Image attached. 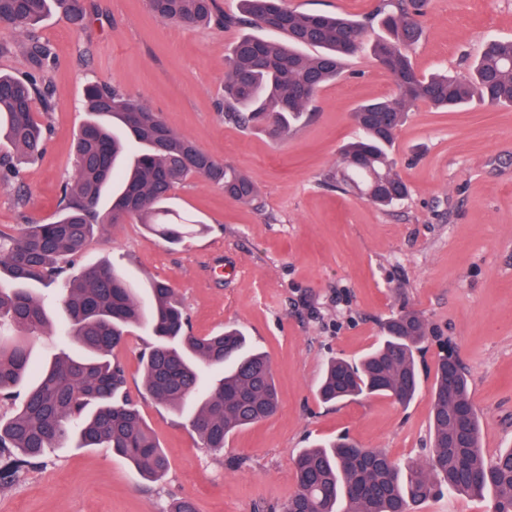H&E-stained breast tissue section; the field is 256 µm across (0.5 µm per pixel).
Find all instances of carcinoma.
<instances>
[{
	"instance_id": "1",
	"label": "carcinoma",
	"mask_w": 512,
	"mask_h": 512,
	"mask_svg": "<svg viewBox=\"0 0 512 512\" xmlns=\"http://www.w3.org/2000/svg\"><path fill=\"white\" fill-rule=\"evenodd\" d=\"M240 13L224 14V26L256 27L284 34L267 40L244 33L228 55L224 122L273 139L288 136L310 117L316 92L344 72L363 24L325 13L287 8L284 0H239ZM375 16L385 36L373 54L388 69L397 93L356 108L360 135L346 145L329 181L355 191L375 206L405 198L407 185L391 160L395 134L419 101L453 110L479 102L512 105V40L491 37L468 76H418L408 48L422 31L427 0H389ZM164 22L198 26L211 22L215 0H148ZM61 12L80 25L85 0H0V24L27 31L44 16ZM303 47L319 49L315 55ZM29 54L42 66L44 44L31 40ZM50 108V93L33 73H0V136L17 159L44 148V125L32 112L34 98ZM87 119L75 137L74 177L62 186L60 208L48 223L0 231V401L13 406L0 416V488L43 463L48 448H110L151 477L168 461L137 405L126 395L127 374L116 355L133 327L154 337L141 356L144 394L180 411L192 403L188 423L204 447L224 449L235 430L271 416L279 398L267 355L247 349L238 329L195 336L188 317L165 281H153L148 299L141 289L104 262L79 270L60 263L83 251L106 227L132 218L172 245L186 225L149 218L163 214L175 186L190 175L221 186L231 199L259 204L252 177L227 166L174 132L141 100L105 83L85 89ZM64 280L67 320L64 341L32 377V344L49 326L45 299L35 283ZM385 336L359 361H328L317 386L325 403L359 396H388L407 404L419 392L416 354L428 330L416 312L403 310L384 325ZM453 382H448V376ZM432 453L407 472L378 448L345 438L301 449L293 460L295 490L282 512H411V505L440 488L490 497L493 512H512V448L488 460L481 449L478 412L460 365L438 363L432 386Z\"/></svg>"
}]
</instances>
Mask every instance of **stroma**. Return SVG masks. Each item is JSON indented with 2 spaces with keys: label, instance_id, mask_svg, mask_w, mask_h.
<instances>
[{
  "label": "stroma",
  "instance_id": "1",
  "mask_svg": "<svg viewBox=\"0 0 512 512\" xmlns=\"http://www.w3.org/2000/svg\"><path fill=\"white\" fill-rule=\"evenodd\" d=\"M286 4L366 28L344 74L313 99L311 120L277 140L225 123L220 109L226 54L240 28L165 23L147 0H87L79 27L55 12L30 33L0 25V72H33L28 46L38 40L51 50L41 80L52 94L51 111L38 99L32 106L46 128L41 156L0 182V230L56 216L89 83L138 97L172 130L250 174L263 206L191 176L167 203L192 225L180 244L133 220L93 238L73 266L109 262L144 288L168 281L194 335L240 326L268 355L280 396L275 414L237 430L223 452L204 448L184 416L143 398L139 356L153 338L134 329L120 350L127 393L163 448L167 472L148 479L108 448H54L0 490V512H167L182 498L197 512H258L287 501L300 449L337 436L383 449L402 468L426 461L430 386L446 353L467 373L486 458L512 448V107L443 112L416 103L391 151L409 194L376 208L325 177L358 134L356 107L397 91L371 51L384 34L375 20L382 0ZM422 27L411 51L416 73H464L488 37L512 39V0H428ZM402 310L429 329L417 357L420 393L406 405L388 397L322 403L315 389L326 361L359 359Z\"/></svg>",
  "mask_w": 512,
  "mask_h": 512
}]
</instances>
